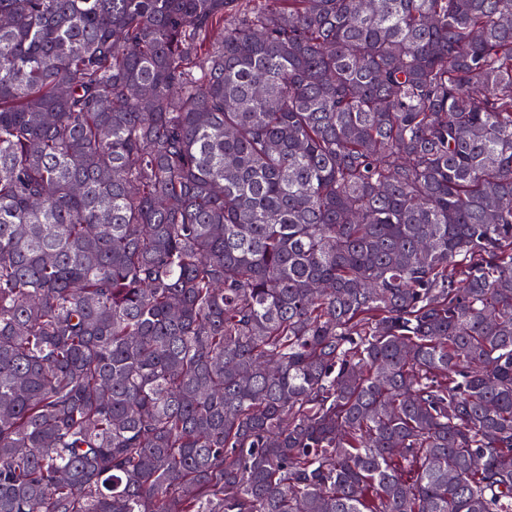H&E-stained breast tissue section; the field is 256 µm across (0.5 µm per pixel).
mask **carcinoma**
Returning <instances> with one entry per match:
<instances>
[{
    "instance_id": "obj_1",
    "label": "carcinoma",
    "mask_w": 512,
    "mask_h": 512,
    "mask_svg": "<svg viewBox=\"0 0 512 512\" xmlns=\"http://www.w3.org/2000/svg\"><path fill=\"white\" fill-rule=\"evenodd\" d=\"M0 512H512V0H0Z\"/></svg>"
}]
</instances>
